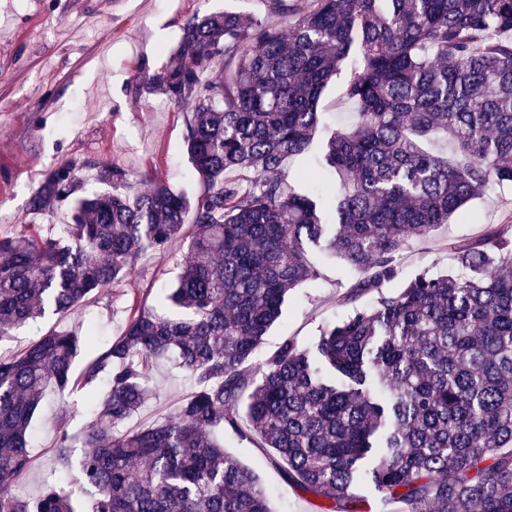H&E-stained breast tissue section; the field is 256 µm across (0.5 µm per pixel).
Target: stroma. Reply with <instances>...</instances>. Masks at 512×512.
Here are the masks:
<instances>
[{
  "instance_id": "obj_1",
  "label": "stroma",
  "mask_w": 512,
  "mask_h": 512,
  "mask_svg": "<svg viewBox=\"0 0 512 512\" xmlns=\"http://www.w3.org/2000/svg\"><path fill=\"white\" fill-rule=\"evenodd\" d=\"M222 11L260 14L264 6L262 0H0V234L64 222L61 214L30 213L27 201L47 169L73 157L117 164L141 190L154 177L198 193L189 176L183 114L162 96L135 94L133 86L140 68L155 71L166 62L188 16ZM473 209L475 220L411 240L388 291L423 271L447 270L446 244L472 241L487 225L512 222V187L489 191ZM187 245L177 239L167 251L137 259L126 282L98 291L66 319L49 315L22 328L0 348L21 350L60 323L72 329L94 324L103 342L117 336L139 304L157 305L161 289L179 273ZM309 260L320 278L291 293L281 320L264 338L262 354L288 336L309 344L346 314L341 295L360 279V271L320 251ZM154 386L158 397L142 413L145 423L169 412L190 389L165 367ZM89 421L83 392L52 397L38 420L32 467L14 494L33 497L40 490L50 473L59 424L77 429ZM224 447L259 476L272 512H323L325 500L284 484L252 445L229 435Z\"/></svg>"
}]
</instances>
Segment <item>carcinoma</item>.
I'll return each instance as SVG.
<instances>
[{
  "instance_id": "obj_1",
  "label": "carcinoma",
  "mask_w": 512,
  "mask_h": 512,
  "mask_svg": "<svg viewBox=\"0 0 512 512\" xmlns=\"http://www.w3.org/2000/svg\"><path fill=\"white\" fill-rule=\"evenodd\" d=\"M282 28L241 13L187 17L159 70L136 90L184 111L192 197L86 158L47 170L33 214L69 210L57 234L27 224L0 235V341L94 291L128 280L146 252L188 237L164 301L179 318L139 309L74 377L93 327H53L0 355V512H272L259 477L224 449L256 445L282 481L355 512L367 479L387 512H512V224L447 245L446 273L423 272L396 294L413 238L469 218L473 200L512 185V0H266ZM353 62L354 123L324 154L340 189L295 190L284 172L310 158L319 103ZM106 186L85 191L87 176ZM320 248L365 277L351 310L307 346L287 337L256 353L291 291L318 279ZM376 292V303L359 299ZM192 380L172 413L126 423L156 392L157 363ZM91 422L60 424L57 481L8 492L32 462L43 402L76 382ZM81 448L80 456L74 449Z\"/></svg>"
}]
</instances>
